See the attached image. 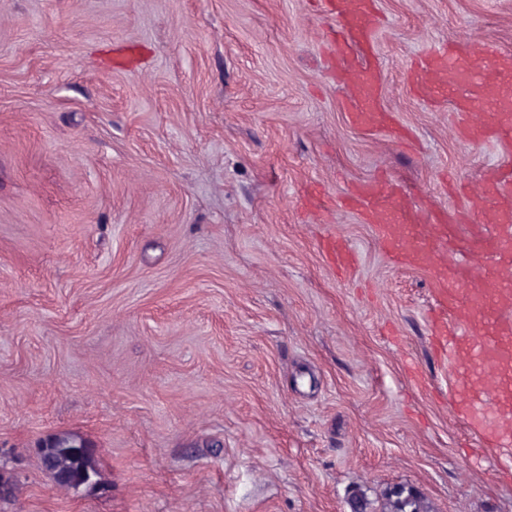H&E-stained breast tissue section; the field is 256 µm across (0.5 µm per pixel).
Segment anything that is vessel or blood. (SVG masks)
<instances>
[{"label": "vessel or blood", "instance_id": "b4317fda", "mask_svg": "<svg viewBox=\"0 0 512 512\" xmlns=\"http://www.w3.org/2000/svg\"><path fill=\"white\" fill-rule=\"evenodd\" d=\"M374 0H324L325 12L336 19L337 39L332 52L338 61L336 80L347 90L346 110L358 127L386 124L379 98V70L370 64L371 49L380 17ZM495 46L482 55L443 46L427 51L417 70L416 93L426 104H438L445 93H454L460 133L477 143L512 142V115L499 113L496 122L482 121L483 113L501 102V81L485 62L495 57ZM387 181L370 180L354 186L341 200L342 207L361 221L375 225L378 243L389 255L411 261L426 252L453 253L451 269L435 272L438 314L433 335L462 361L481 356L488 371L498 372L492 387L499 415L512 414V283L497 275L504 258L512 256V159L500 162L470 204L458 209L460 222L473 224L468 246H458L454 225L446 213L408 208L388 216L381 209L384 198L398 195ZM487 269L481 287H469L474 261Z\"/></svg>", "mask_w": 512, "mask_h": 512}]
</instances>
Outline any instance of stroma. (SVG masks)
I'll use <instances>...</instances> for the list:
<instances>
[{"instance_id": "35a3bbf8", "label": "stroma", "mask_w": 512, "mask_h": 512, "mask_svg": "<svg viewBox=\"0 0 512 512\" xmlns=\"http://www.w3.org/2000/svg\"><path fill=\"white\" fill-rule=\"evenodd\" d=\"M375 2L403 142L350 122L319 0H0V512H349L393 483L512 512V446L475 439L430 335L438 257L397 264L339 204L383 176L451 210L445 175L496 166L412 65L512 63V0ZM63 431L104 489L44 471Z\"/></svg>"}]
</instances>
